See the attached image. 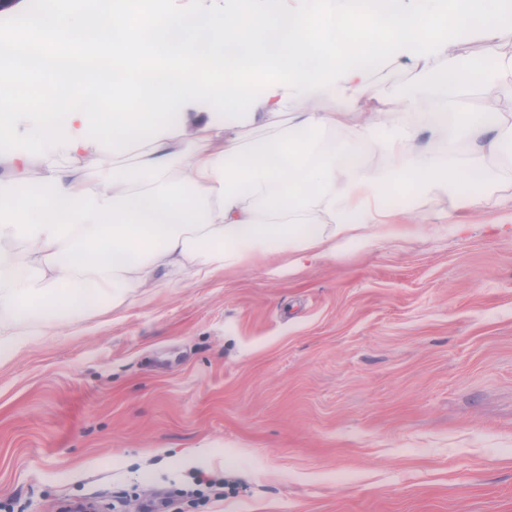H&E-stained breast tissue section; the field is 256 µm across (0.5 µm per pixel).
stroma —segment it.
<instances>
[{
	"instance_id": "35a3bbf8",
	"label": "stroma",
	"mask_w": 512,
	"mask_h": 512,
	"mask_svg": "<svg viewBox=\"0 0 512 512\" xmlns=\"http://www.w3.org/2000/svg\"><path fill=\"white\" fill-rule=\"evenodd\" d=\"M351 242L131 295L0 360V508L512 512V234Z\"/></svg>"
}]
</instances>
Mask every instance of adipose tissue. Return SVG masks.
Returning a JSON list of instances; mask_svg holds the SVG:
<instances>
[{"label": "adipose tissue", "instance_id": "ef3b65f1", "mask_svg": "<svg viewBox=\"0 0 512 512\" xmlns=\"http://www.w3.org/2000/svg\"><path fill=\"white\" fill-rule=\"evenodd\" d=\"M131 3L90 21L44 0L25 17L55 42L91 23L107 48L163 59L159 72L128 63L115 74L43 53L38 72L111 83L117 102L79 104L0 65V152L43 163L39 177L22 167L0 180V357L182 274L261 264L283 277L361 230L382 240L406 224L458 223L465 208H501L512 223V192L485 191L490 174L512 178V0H481L478 23L471 0H147L144 29L118 25ZM359 15L366 28L353 27ZM471 33L503 43L492 63L455 52ZM387 68L411 78L382 85ZM472 84L497 112L457 111ZM190 99L219 129L172 143L168 120ZM293 100L321 107L291 113ZM21 124L28 139L12 136ZM243 126L260 136L242 141ZM134 143L146 152L118 164ZM370 152L379 163H366ZM91 153L102 161L88 184L76 167ZM404 184L447 207L430 219L391 205L390 188ZM18 239L24 249L12 248Z\"/></svg>", "mask_w": 512, "mask_h": 512}]
</instances>
